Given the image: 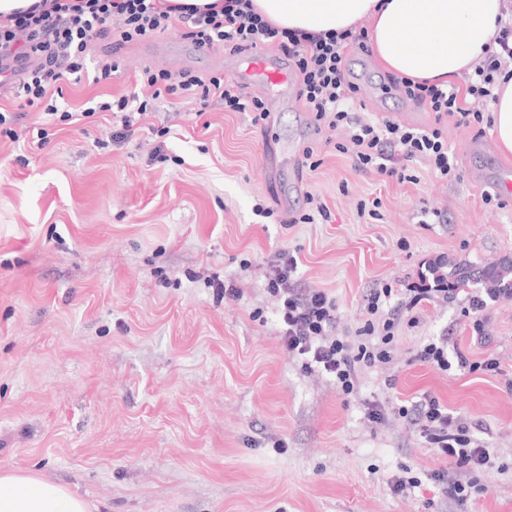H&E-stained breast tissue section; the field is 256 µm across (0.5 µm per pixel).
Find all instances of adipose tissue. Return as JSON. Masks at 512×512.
<instances>
[{
  "instance_id": "1",
  "label": "adipose tissue",
  "mask_w": 512,
  "mask_h": 512,
  "mask_svg": "<svg viewBox=\"0 0 512 512\" xmlns=\"http://www.w3.org/2000/svg\"><path fill=\"white\" fill-rule=\"evenodd\" d=\"M273 24L328 33L369 23V45L386 71L448 88L494 47L512 0H250ZM491 102L500 150L512 154V79ZM94 503L35 475L0 470V512H95Z\"/></svg>"
}]
</instances>
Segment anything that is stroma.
I'll use <instances>...</instances> for the list:
<instances>
[{
    "mask_svg": "<svg viewBox=\"0 0 512 512\" xmlns=\"http://www.w3.org/2000/svg\"><path fill=\"white\" fill-rule=\"evenodd\" d=\"M184 31L165 32L154 67L230 72L235 57L218 47L187 63ZM100 49L118 53L119 72L105 87L64 84L67 104L133 91L141 44ZM349 67L364 115L402 123L415 111L373 55ZM252 94L270 111L257 125L216 103L199 117L163 101L122 141L120 121L103 116L50 127L41 146L36 112L11 104L18 137H0V469L65 484L100 512H512V299L489 301L477 331L474 288H435L447 260L512 258V196L484 203L485 160L468 146L490 142L510 170L512 155L492 129L451 119L455 173L414 161L416 182H401L327 147L344 131L318 128L296 90ZM309 147L322 158L314 170L292 160ZM312 197L330 220L296 223ZM374 198L379 218L360 215ZM284 252L298 262V294L335 298L340 334L368 319L373 290L394 291L380 312L396 323L393 360L361 370L351 394L282 347L266 284ZM224 283L240 296L223 298ZM419 288L429 298L410 307ZM442 337L473 361L494 354L500 373L417 361ZM425 393L488 448L487 466L447 462L397 415ZM373 403L382 421L368 419ZM407 470L419 485L392 494L387 479ZM436 472L464 498L443 493Z\"/></svg>",
    "mask_w": 512,
    "mask_h": 512,
    "instance_id": "35a3bbf8",
    "label": "stroma"
}]
</instances>
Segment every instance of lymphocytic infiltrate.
<instances>
[{
	"label": "lymphocytic infiltrate",
	"instance_id": "1",
	"mask_svg": "<svg viewBox=\"0 0 512 512\" xmlns=\"http://www.w3.org/2000/svg\"><path fill=\"white\" fill-rule=\"evenodd\" d=\"M187 38L194 45L211 49L223 47L233 53L273 47L292 62L299 78L298 98L313 112L318 125L330 130L345 129L344 141L335 143L337 152L351 155L358 169L374 171L415 182V175L393 168L395 158L424 160L441 175L455 169V158L448 147L442 122L456 118L470 127L484 122L488 105L494 100L496 78L512 66V17L501 20L498 49L486 53L465 74L463 87L447 89L406 78L392 84L408 100L431 112L434 121L427 127L403 125L391 120L373 121L355 110L357 86L350 80L348 60L351 53L369 52L368 32L349 28L326 34L288 30L272 25L256 13L248 0H224L223 9H208L183 15ZM173 23L159 0H51L49 8L12 16L0 24V67L15 60H26L19 78L0 75V85L10 86L14 100L44 114L48 126H65L77 118L89 119L108 112L119 117L124 131H132L136 119L151 116L159 100L169 97L193 104L196 114H204L211 103L219 102L228 112L251 113L252 123L269 116L264 101L247 98L240 86L216 72L206 78H178L171 73L145 67L136 83L138 92L130 95L101 94L86 101L81 112L60 106L62 81L80 84L84 78L93 83L109 82L120 68L118 60L107 57L96 66H88L91 47L103 38L113 44L149 40L164 33ZM297 267L295 259L274 266L267 290L279 300L281 340L289 355L300 357L313 372L331 378L337 390L352 393L362 368L390 363L395 324L391 320L374 323L383 300L391 298L385 287L367 299L369 320L358 328L356 342L338 332L336 301L323 290L301 296L290 288L288 280ZM418 361L444 371L450 363L472 372L497 374L500 362L494 355L482 361H470L462 352H449L446 342H430L417 353ZM400 417L417 424L429 446L441 458L470 470H478L490 461V454L475 442L461 418L430 394L411 405L400 406Z\"/></svg>",
	"mask_w": 512,
	"mask_h": 512
}]
</instances>
